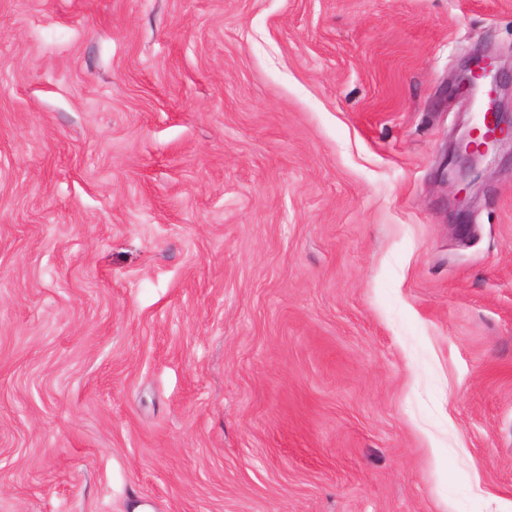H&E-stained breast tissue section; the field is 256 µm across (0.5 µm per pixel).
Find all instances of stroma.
Segmentation results:
<instances>
[{
  "instance_id": "obj_1",
  "label": "stroma",
  "mask_w": 512,
  "mask_h": 512,
  "mask_svg": "<svg viewBox=\"0 0 512 512\" xmlns=\"http://www.w3.org/2000/svg\"><path fill=\"white\" fill-rule=\"evenodd\" d=\"M479 47L512 0H0V512H512ZM500 70L499 58L485 51L474 53L464 65L460 81L472 100L479 88L478 81L495 72L492 82L493 92L485 113L487 123L484 126L487 130L483 132L481 127L468 126L461 122L460 129L464 127L463 132L449 145L452 159L455 158L459 164V169L454 174L464 182L461 190L465 192L476 184L479 177L477 167L490 151L501 148L505 143H510L512 151V55L510 93L503 94L505 85L501 80H497ZM509 107L510 112H507ZM508 113L509 120L505 118Z\"/></svg>"
}]
</instances>
